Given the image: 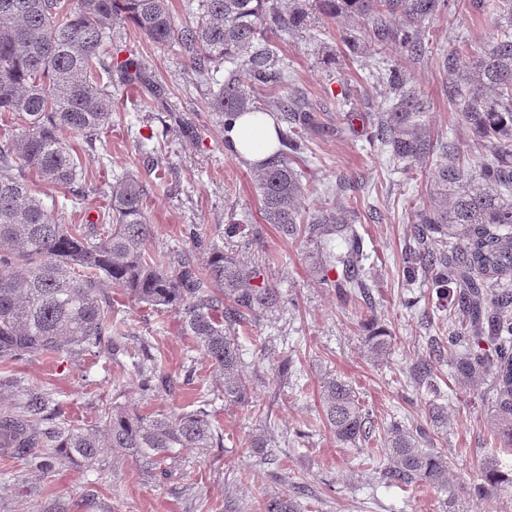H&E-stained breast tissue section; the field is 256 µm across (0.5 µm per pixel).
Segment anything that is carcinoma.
I'll use <instances>...</instances> for the list:
<instances>
[{
	"mask_svg": "<svg viewBox=\"0 0 512 512\" xmlns=\"http://www.w3.org/2000/svg\"><path fill=\"white\" fill-rule=\"evenodd\" d=\"M191 20L178 24L167 0H0V359L86 352L100 358L122 335L104 283L128 297L175 311L223 374L222 389L190 412L143 415L114 404L102 409L99 424L63 426L51 395L30 390L17 410L0 414V455L49 472L59 466L92 467L100 449L151 465L152 476L169 479L179 471V448L205 455L223 443L212 423V400L243 403L250 390L241 370L238 329L258 324L276 311L282 294L262 278L243 271L233 253L219 247L200 266L188 252L159 261L147 251L154 236L146 213V187L127 171L105 193L107 205L84 224H63L33 192L29 175L62 186L79 197L90 191L82 159L60 138L66 130L96 148L112 123V68L125 83L145 81L140 68L114 61L106 48L112 26L128 23L153 43L180 47L191 73L216 85L207 108L230 129L247 113H280L288 131H277L282 148L253 174L261 214L281 237L320 243L322 271L342 269L336 282L347 297L365 293L360 277L366 255L351 227L352 201L306 223L294 204L307 190L294 157L303 132L316 117L302 100L288 95L273 33L301 37L310 15L357 17L398 56L419 57L430 41L423 22L448 0H291L282 12L277 0H188ZM476 14L497 22V34L472 51V64L442 56L440 70L448 103L477 137L481 152L467 157L451 142L432 137L423 117L429 104L397 66L376 69L389 96L376 115L370 145L378 144L409 173L430 165L431 204L413 208L417 246L407 263L424 271L436 295L448 301V337L439 348L455 369L474 377L496 371L495 433L512 448V0H469ZM487 338L490 354L475 350ZM372 354L390 347L383 330L365 337ZM141 391L150 395L170 383L154 355L134 363ZM323 420L341 445L368 438V412L353 386L335 376L319 390ZM52 435L55 455L36 452ZM422 431L392 424L380 443L386 463L379 471L397 488L435 489L454 498L448 485L451 461L422 447ZM250 447L266 459L272 440L263 429ZM486 497L512 493V472L493 456L481 462ZM263 512H300L297 498L268 496Z\"/></svg>",
	"mask_w": 512,
	"mask_h": 512,
	"instance_id": "1",
	"label": "carcinoma"
}]
</instances>
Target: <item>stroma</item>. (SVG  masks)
<instances>
[{"instance_id":"obj_1","label":"stroma","mask_w":512,"mask_h":512,"mask_svg":"<svg viewBox=\"0 0 512 512\" xmlns=\"http://www.w3.org/2000/svg\"><path fill=\"white\" fill-rule=\"evenodd\" d=\"M427 25L433 42L410 67L414 86L431 103L427 127L462 153H473L476 137L441 95L439 62L451 52L468 62V47L487 42L496 26L454 5ZM362 29L357 18L319 20L314 39L283 38L278 46L290 75L289 93L303 98L317 117L305 134L309 189L300 210L312 216L342 191L353 198L368 255L364 299L345 297L333 281L322 279L312 244L282 238L264 223L254 166L225 149L224 129L207 109L209 88L187 84L178 48L154 44L127 24L113 28V49L120 58H133L149 82H112V123L85 159L96 190L76 200L66 189L39 184L37 197L63 223H81L96 217L117 174L137 172L148 189L153 254L189 250L202 265L210 247L223 248L245 269L265 264L284 303L261 325L240 333L244 369L254 382L247 404H214L223 447L203 456L184 451L182 470L163 483L148 476L142 463L113 460L108 450L94 467L65 466L49 474L0 458V512H40L50 495L69 497L73 512H85L81 500L87 492L98 495L108 512H222L228 500L243 512H259V501L281 492L297 496L302 512H444V494L376 483L363 468L369 443L341 445L325 430L319 386L330 374L357 388L379 426L426 429L431 447L453 462L450 483L463 512H512V497L491 505L476 492L482 482L477 463L484 456H496L503 469L512 470V449L500 447L493 436L494 373L469 382L440 360L434 365V394L415 375L416 365L430 355L431 338L448 333V315L437 310L434 291L423 274H409L405 263L406 251L415 245L409 211L428 202L430 188L426 179L407 178L367 142L368 118L380 112L388 94L367 68L388 61L389 54L375 42L363 58L345 56L344 37ZM149 137L162 145L150 159L139 150ZM190 226L197 239L187 237ZM103 291L125 321L122 351L101 358L36 355L0 361V413L20 405L22 388L37 387L53 395L67 420L89 425L112 403L147 415L190 411L221 385L219 371L182 332L175 313L128 299L109 285ZM375 329L390 335L389 351L381 358L365 343ZM145 341L174 381L172 390L151 397L138 389L130 357ZM255 402L272 404L270 419L253 413ZM434 406L447 416V427L433 420ZM259 428L268 431L277 450L267 464L247 444Z\"/></svg>"}]
</instances>
